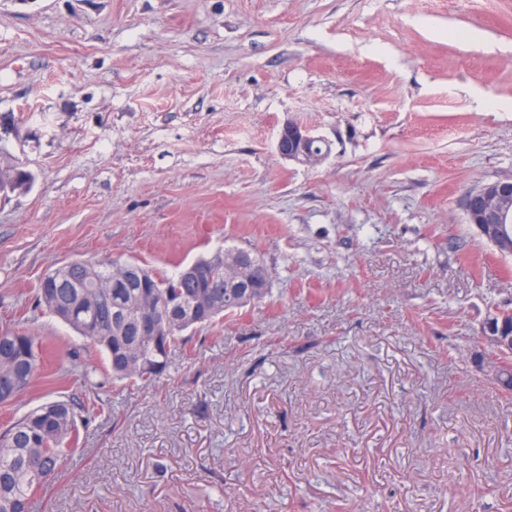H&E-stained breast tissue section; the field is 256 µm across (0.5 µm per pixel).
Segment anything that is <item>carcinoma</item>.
Returning <instances> with one entry per match:
<instances>
[{"mask_svg": "<svg viewBox=\"0 0 512 512\" xmlns=\"http://www.w3.org/2000/svg\"><path fill=\"white\" fill-rule=\"evenodd\" d=\"M113 260H83L65 274L55 269L58 282L53 288H39V301L57 318L73 328L88 345L105 352L112 378L152 382L162 375L138 372L129 360L146 363L155 357L154 345L137 335L134 312L136 297L147 290L160 296L178 294L185 307L174 314L165 337L169 356H174L182 332L194 327L190 322L193 298L212 294V310L207 323H214L226 312L244 308L238 297L224 288V267L200 258V279L184 277L179 270L170 277H160L133 261L137 270L120 285H110ZM45 350L37 337L11 329L0 330V373L13 374V380L1 384L0 394L8 391L14 400L24 392L43 361ZM79 435L71 404L64 401L45 403L26 412L0 433V512H33L37 495L55 478L64 460L76 451Z\"/></svg>", "mask_w": 512, "mask_h": 512, "instance_id": "cac0c4a2", "label": "carcinoma"}]
</instances>
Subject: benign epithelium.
Returning <instances> with one entry per match:
<instances>
[{
    "instance_id": "benign-epithelium-1",
    "label": "benign epithelium",
    "mask_w": 512,
    "mask_h": 512,
    "mask_svg": "<svg viewBox=\"0 0 512 512\" xmlns=\"http://www.w3.org/2000/svg\"><path fill=\"white\" fill-rule=\"evenodd\" d=\"M319 140L308 129L288 122L281 127L276 143L278 154L287 160L313 166L322 162L328 152L317 153L310 145ZM512 198V180L485 183L469 192L464 199V210L468 223L475 226L479 235L498 250L512 249V232L504 224L506 210L501 201ZM228 263L233 272L226 274V287L239 289L241 302L248 303L259 298L260 290L269 287L268 280L252 277L249 265L252 257L247 252H234ZM142 314L138 333L149 339L158 338L163 326L158 313L173 310L179 300L159 303L155 295L142 293ZM482 340L502 354L512 352V311H496L483 323Z\"/></svg>"
}]
</instances>
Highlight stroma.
<instances>
[{
	"instance_id": "1",
	"label": "stroma",
	"mask_w": 512,
	"mask_h": 512,
	"mask_svg": "<svg viewBox=\"0 0 512 512\" xmlns=\"http://www.w3.org/2000/svg\"><path fill=\"white\" fill-rule=\"evenodd\" d=\"M329 154L281 158L284 123ZM0 328L46 347L0 430L71 403L35 512H512V392L480 342L512 256L467 192L512 179V0H0ZM227 246L261 302L128 385L37 303L74 259ZM89 380H82V372Z\"/></svg>"
}]
</instances>
